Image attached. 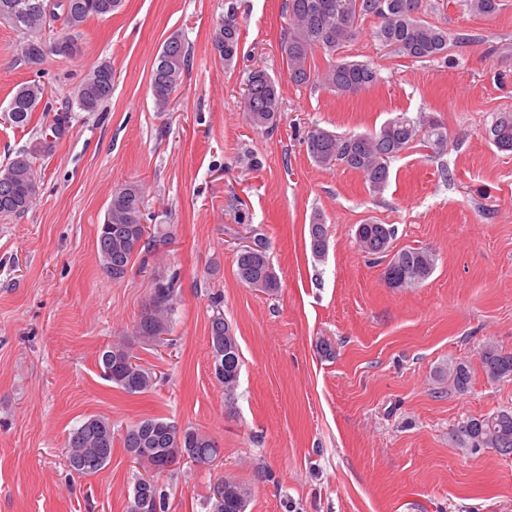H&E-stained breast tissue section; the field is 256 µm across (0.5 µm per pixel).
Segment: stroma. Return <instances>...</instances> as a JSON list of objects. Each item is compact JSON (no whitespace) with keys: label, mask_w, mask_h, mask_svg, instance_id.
I'll return each mask as SVG.
<instances>
[{"label":"stroma","mask_w":512,"mask_h":512,"mask_svg":"<svg viewBox=\"0 0 512 512\" xmlns=\"http://www.w3.org/2000/svg\"><path fill=\"white\" fill-rule=\"evenodd\" d=\"M287 3L124 0L88 21L80 56L49 53L35 69L20 58L19 33L0 23V111L34 78L48 101L27 127L0 123V165L39 137L97 61L114 75L104 110L73 111L68 135L38 159L32 208L0 219V512H126L139 469L122 446L99 475L67 468L64 443L93 415L118 427L160 417L214 438L216 468L180 462L165 476L170 512H206L221 473L251 487L247 512H512V457L448 440L461 419L512 406V379L478 372L459 395L442 377L450 362H477L484 342L512 351V154L485 136L494 113L512 112V0L490 18L438 0L429 21L462 37L447 62L388 54L362 21L346 53L378 62L382 81L350 98L289 81L279 50ZM231 8L240 36L228 72L211 36ZM174 32L191 61L160 112L150 72ZM255 66L281 83L271 134L243 109L241 81ZM421 111L443 121L446 147L418 143L392 160L377 196L301 144L315 126L360 133ZM131 180L169 237L115 281L96 239L113 189ZM316 216L329 241L320 262L309 247ZM369 221L394 226L395 248L436 254L432 276L389 287L355 240ZM257 234L281 281L275 296L234 275L239 246ZM168 269L181 276L172 343L152 347L133 325L155 272ZM215 293L243 361L230 398L212 370ZM323 339L332 357L318 351ZM118 341L155 369L151 391L129 395L102 376L98 357Z\"/></svg>","instance_id":"obj_1"}]
</instances>
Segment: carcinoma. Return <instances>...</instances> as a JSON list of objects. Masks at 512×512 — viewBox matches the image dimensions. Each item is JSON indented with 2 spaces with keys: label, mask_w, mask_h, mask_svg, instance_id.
<instances>
[{
  "label": "carcinoma",
  "mask_w": 512,
  "mask_h": 512,
  "mask_svg": "<svg viewBox=\"0 0 512 512\" xmlns=\"http://www.w3.org/2000/svg\"><path fill=\"white\" fill-rule=\"evenodd\" d=\"M469 12L491 16L499 10V0H461ZM48 0H0V20L10 24L22 35L20 51L29 65L41 64L47 50L46 39L57 42L71 39L82 43V28L92 18H99L117 9L121 0H57L54 20H47ZM438 8L431 0H288V25L280 38L279 48L288 67V78L296 86L314 85L340 95L354 96L381 82L380 68L373 60H348L343 48L359 33V23L376 20L371 37L378 45L399 56L415 61H432L448 56V50L461 37L442 25L427 21L424 15ZM239 22L234 10L216 25L212 47L224 68L233 67L238 58ZM328 57L322 69L315 64L316 55ZM191 49L185 38L172 33L163 43L150 73V89L154 104L164 112L171 96L179 87L190 61ZM243 85L244 111L250 125L273 131L281 118L283 97L279 80L266 69L254 67L246 72ZM113 72L104 60L92 66L78 86L73 101L57 109L63 122L53 120L48 126L50 137L42 138L31 149L0 167V218H19L31 208L40 193V179L35 168L37 159L51 149L52 141L60 140L70 130L73 108L97 112L112 97ZM44 87L37 80L20 86L5 109L11 126L24 128L32 120L44 98ZM487 139L501 151L512 152V112H498L485 128ZM418 141L438 148L447 143L445 125L434 115L420 112L415 116L401 113L385 122L378 131L368 134L339 135L316 127L307 131L303 145L318 164L336 161L345 169L361 175L370 193L378 195L390 177V162ZM112 225V234L100 229L96 240L99 259L114 280L127 274L133 256L151 253L157 243L166 239V229L148 232L144 191L137 181L126 182L112 191L104 216ZM310 251L317 261L325 259L329 243L324 225L316 218L309 225ZM356 242L365 255L386 262L384 277L393 288H411L422 284L434 272V255L420 248L393 250L395 228L390 224H360L355 230ZM254 247L238 253L236 277L249 288L269 296L279 293L281 284L267 254L264 238L253 237ZM180 275L163 272L153 279L148 302L135 325L142 342L152 345L154 337L168 335L178 299ZM224 300L211 298L213 311L209 320V346L212 358L223 371L214 378L224 385L231 397L238 385L242 358L240 346L231 324L224 319ZM130 353L122 343L106 347L99 356L105 377L128 394H142L152 389L156 377L143 365L125 373L121 362ZM481 369L490 381L512 377V351L493 342L484 343L478 351ZM448 389L464 394L472 382V366L468 360L448 364ZM170 423L159 417L138 420L123 430L114 428L109 419L92 416L72 429L65 443L67 467L78 476L101 473L112 459L115 440L119 439L127 454L146 448L153 457L139 465L153 472L140 477L137 483L150 482L146 491L156 499L154 512H169V494L159 481L166 469L157 467L158 457L174 447L167 427ZM187 460L198 465H217L221 448L205 432L187 428L180 432ZM451 441L464 451L476 453L489 448L502 456H512V407H504L482 418L468 417L453 428ZM221 491L211 490L206 498L207 512H246L252 489L226 475L216 479Z\"/></svg>",
  "instance_id": "carcinoma-1"
}]
</instances>
